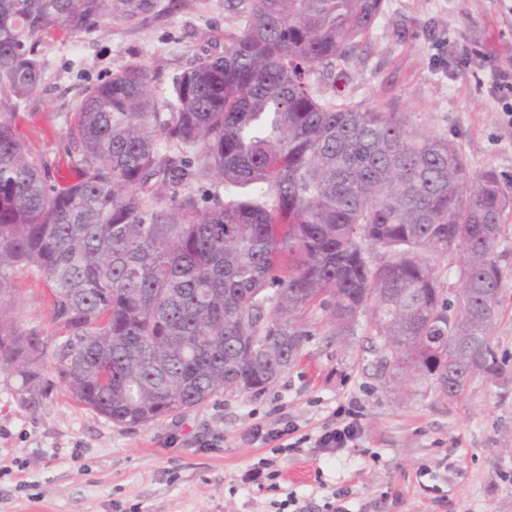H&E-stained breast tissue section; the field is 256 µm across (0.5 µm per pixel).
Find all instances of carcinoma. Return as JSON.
Segmentation results:
<instances>
[{
  "label": "carcinoma",
  "instance_id": "1",
  "mask_svg": "<svg viewBox=\"0 0 512 512\" xmlns=\"http://www.w3.org/2000/svg\"><path fill=\"white\" fill-rule=\"evenodd\" d=\"M238 4L224 53L162 95L140 63L82 92L67 180L18 131L40 52L148 0H0V369L20 376L21 400L43 396L46 345L5 315L19 274L53 288V359L72 398L122 426L258 394L313 331L343 341L363 318L383 374L424 376L450 400L506 376L492 331L512 176L472 174L456 143L409 132L397 112L317 94L309 72L346 62L382 0ZM451 251L452 299L423 259Z\"/></svg>",
  "mask_w": 512,
  "mask_h": 512
}]
</instances>
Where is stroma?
<instances>
[{
  "label": "stroma",
  "instance_id": "obj_1",
  "mask_svg": "<svg viewBox=\"0 0 512 512\" xmlns=\"http://www.w3.org/2000/svg\"><path fill=\"white\" fill-rule=\"evenodd\" d=\"M136 19L117 16L42 50L45 78L19 122L27 151L66 167V124L82 90L121 66L145 64L154 89L196 59L224 50L239 21L225 0H187L171 11L152 0ZM332 81L310 79L325 99L399 112L408 130L456 142L473 173L512 175V0H384L383 12ZM504 275L494 342L512 363V220L496 246ZM13 316L52 338V293L18 275ZM41 404L19 398L16 375L0 370V512H277L287 493L322 508L349 488L348 512H512V376L475 378L451 401L431 382L377 371L365 329L345 341L316 333L268 390L220 394L205 405L125 427L74 401L53 364ZM354 408V447L303 446L272 456L250 441L254 426H291L311 438ZM275 457L278 489L242 483Z\"/></svg>",
  "mask_w": 512,
  "mask_h": 512
}]
</instances>
